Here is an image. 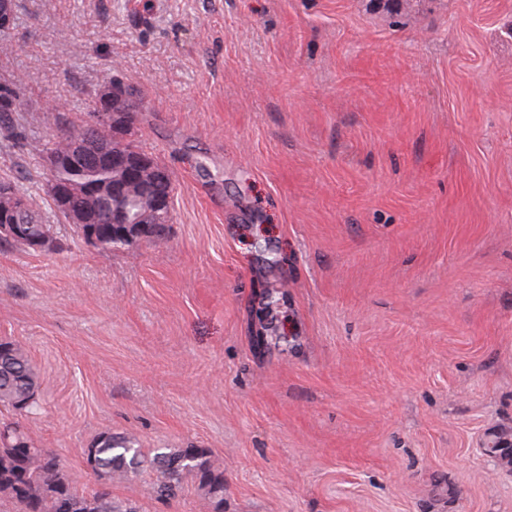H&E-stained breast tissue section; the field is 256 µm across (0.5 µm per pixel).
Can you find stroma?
Returning a JSON list of instances; mask_svg holds the SVG:
<instances>
[{
    "instance_id": "stroma-1",
    "label": "stroma",
    "mask_w": 512,
    "mask_h": 512,
    "mask_svg": "<svg viewBox=\"0 0 512 512\" xmlns=\"http://www.w3.org/2000/svg\"><path fill=\"white\" fill-rule=\"evenodd\" d=\"M0 180L60 252L0 247L23 425L204 448L224 512H512V0H16ZM174 177L163 245H85L46 150L113 73ZM143 512H212L153 475ZM25 80L23 75H15L13 79V88L10 91L4 92L0 94V128L2 125H6L7 128H10L7 124L10 123V114L13 112L15 108V102L17 96L19 97L23 91L25 90ZM41 372L25 343L0 340V406L27 416L37 405Z\"/></svg>"
}]
</instances>
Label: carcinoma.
Segmentation results:
<instances>
[{"instance_id": "1", "label": "carcinoma", "mask_w": 512, "mask_h": 512, "mask_svg": "<svg viewBox=\"0 0 512 512\" xmlns=\"http://www.w3.org/2000/svg\"><path fill=\"white\" fill-rule=\"evenodd\" d=\"M25 90V80L14 76L13 88L0 94V126L10 123L17 96ZM92 121L58 136L48 154L71 157L68 167L50 171L48 193L56 199L57 189L65 184L75 186L71 197L74 207L94 209L95 199L84 193V185L109 183L122 177V170L113 165V158L144 157L150 170L123 196L112 199L110 209L101 217L97 230L103 238L101 249L124 246L112 240V211H126L142 221L149 216L137 203L140 190L153 195L170 197L173 182L167 167L156 157L145 153L124 136L132 134L140 123V109H135L127 122L117 130ZM41 372L34 363L25 343L0 340V406L16 415L32 413L37 405ZM94 450L99 466L96 476L109 483H122L138 476L148 467L155 475L154 490L161 498L177 497L187 485L209 499L213 512H223L224 471L216 467L204 448H170L154 450L147 455L138 439L131 434L103 431L88 444ZM84 474L68 472L58 457L34 439L18 421L0 427V499L8 502L13 512H139L131 501L103 498L99 489L86 490Z\"/></svg>"}]
</instances>
